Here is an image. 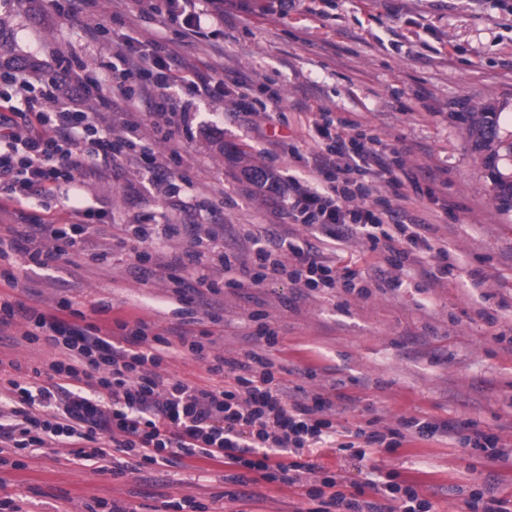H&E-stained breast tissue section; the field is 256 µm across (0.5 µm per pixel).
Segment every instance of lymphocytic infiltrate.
<instances>
[{
  "label": "lymphocytic infiltrate",
  "instance_id": "lymphocytic-infiltrate-1",
  "mask_svg": "<svg viewBox=\"0 0 512 512\" xmlns=\"http://www.w3.org/2000/svg\"><path fill=\"white\" fill-rule=\"evenodd\" d=\"M154 12L163 25L179 26L184 36L207 38L222 13L214 0H131ZM24 66L4 73L8 89L0 93V192L17 204L32 197H54L76 175L97 176L117 169L130 151L149 163L155 185L172 188V174L148 147L135 138L103 133L83 107L84 99L109 86L129 111L149 101L156 132L169 137L186 128L188 112L176 107L175 94L207 99L230 98L236 112L263 113L284 120L278 90L237 76L226 83L177 64L165 41L130 37L116 46L107 69L80 76L58 68L29 81ZM314 144L310 155L294 154L295 175L287 185L263 176L271 200L290 223L310 227L327 243L359 239L379 258L375 272L387 287H402L398 271L420 267L431 283L441 284L456 265L437 237L435 224L417 218L412 208L421 200L440 204L437 177L407 167L405 148H387L360 122L333 120L318 111L305 127ZM391 189L384 197L383 189ZM98 214L77 206L70 220L56 224L37 219L0 235V258L10 252L28 256L43 267L77 251ZM193 247L179 266L165 275L182 301L209 303L222 288L259 286L285 279L307 291L341 288L352 291L356 272H339L313 246H302L293 233L248 225L247 253L201 251V241L216 242L214 231L186 227ZM60 314L10 301L0 302V327L22 322L25 335L47 336L58 351L46 370L5 372L0 386L10 396L0 399V440L8 447L72 449L74 464L100 463L106 456L134 457V471L173 466L187 459H210L232 467L230 479L245 486L253 478L293 485L308 482L315 512H430L429 500L414 486L396 482L394 473L366 467L371 448L394 450L406 434L429 440L448 437L493 460L511 454L501 437L472 423L400 418L397 425L358 426L348 442L336 441V404L328 396L289 388L277 377L271 360L248 350L236 357L214 354L191 328H182L184 353L204 360L211 380L195 384L162 376L171 343L142 320L117 322L115 330L81 323L71 303ZM337 444L356 468H368L365 485L374 500L349 498L337 491L334 477L307 456L317 445Z\"/></svg>",
  "mask_w": 512,
  "mask_h": 512
}]
</instances>
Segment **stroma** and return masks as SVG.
<instances>
[{
  "instance_id": "35a3bbf8",
  "label": "stroma",
  "mask_w": 512,
  "mask_h": 512,
  "mask_svg": "<svg viewBox=\"0 0 512 512\" xmlns=\"http://www.w3.org/2000/svg\"><path fill=\"white\" fill-rule=\"evenodd\" d=\"M269 0H224L225 31L208 39L185 38L132 10L129 0H99L94 14L69 17L51 0H18L0 21V65L28 60L56 65L74 59L99 68L116 43L163 35L172 54L189 68L230 80L247 74L279 88L287 120L250 130L205 98L195 99L194 137L175 135L150 147L173 173H187L169 202L151 192L147 163L128 157L116 173L74 186L75 206L104 210L106 217L69 261L42 267L21 255L0 260L20 281L14 295L46 313L61 299L75 303L104 329L141 319L172 343L162 375L190 382L206 379L204 363L181 354L176 326L187 307L173 284L135 259L138 251L171 261L190 245L174 224H209L210 208L224 225L219 243L243 252L246 224H280L281 211L252 189L243 169L261 155L281 158L289 146L309 154L306 114L296 102L321 105L339 118L374 129L391 146H406L415 166L438 172L448 210L419 207L448 242L457 270L437 286L407 278L393 290L374 281L364 243L323 248L337 269L362 274L369 296L343 290L307 294L285 280L225 289L213 314L196 311L195 331L212 333L213 349L228 357L253 348L273 360L289 386L329 393L336 424L356 427L399 417L473 420L512 446V213L500 211L493 183L472 146L466 112H499L503 136H512V0H304L300 12H267ZM100 22L106 38L90 42L87 24ZM89 111L105 115L119 133L138 124L149 136L145 113L128 112L109 88L93 94ZM153 228L139 242L137 218ZM482 287L466 281L471 271ZM266 323L276 344L254 340ZM55 353L47 340L28 341L22 325L0 330V362L43 367ZM68 448L0 451V512H176L187 497L209 512H312L317 503L304 487L258 481L229 482L224 463L188 459L178 467L100 473L72 464ZM370 464L396 470L414 485L433 512H467L464 492L491 486L512 501V460L498 461L452 440L407 436L401 447L373 449ZM12 506H4V499Z\"/></svg>"
}]
</instances>
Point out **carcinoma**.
<instances>
[{"label": "carcinoma", "instance_id": "1", "mask_svg": "<svg viewBox=\"0 0 512 512\" xmlns=\"http://www.w3.org/2000/svg\"><path fill=\"white\" fill-rule=\"evenodd\" d=\"M472 128L473 148L481 157V164L489 171L497 192L498 208L506 213L512 211V176L506 177L499 170L501 160L499 113L479 109L469 113Z\"/></svg>", "mask_w": 512, "mask_h": 512}]
</instances>
